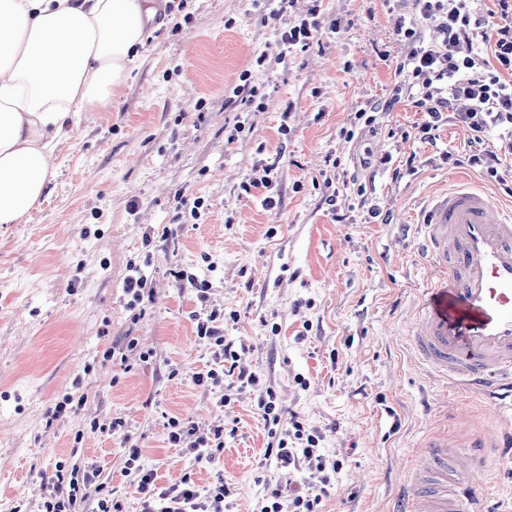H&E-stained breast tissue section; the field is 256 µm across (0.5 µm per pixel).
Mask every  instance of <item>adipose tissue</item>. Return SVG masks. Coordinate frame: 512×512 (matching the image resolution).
<instances>
[{"instance_id": "adipose-tissue-1", "label": "adipose tissue", "mask_w": 512, "mask_h": 512, "mask_svg": "<svg viewBox=\"0 0 512 512\" xmlns=\"http://www.w3.org/2000/svg\"><path fill=\"white\" fill-rule=\"evenodd\" d=\"M154 12L152 0H0V224L47 194L77 113L111 107Z\"/></svg>"}]
</instances>
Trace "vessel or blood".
Here are the masks:
<instances>
[{
  "label": "vessel or blood",
  "mask_w": 512,
  "mask_h": 512,
  "mask_svg": "<svg viewBox=\"0 0 512 512\" xmlns=\"http://www.w3.org/2000/svg\"><path fill=\"white\" fill-rule=\"evenodd\" d=\"M420 225L422 255L442 276L414 310L412 351L436 380L512 417V206L457 178L429 199ZM498 441L428 438L389 512H485L474 478Z\"/></svg>",
  "instance_id": "vessel-or-blood-1"
}]
</instances>
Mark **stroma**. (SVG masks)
<instances>
[{"label":"stroma","instance_id":"stroma-1","mask_svg":"<svg viewBox=\"0 0 512 512\" xmlns=\"http://www.w3.org/2000/svg\"><path fill=\"white\" fill-rule=\"evenodd\" d=\"M154 3L140 62L111 108L79 114L85 136L56 152L58 177L39 208L0 226V512H38L56 464L90 459L123 512H139L122 472L129 436L161 484L188 471L201 486L223 476L234 488L230 512H257L268 484L313 490L306 472L264 462L269 437L251 396L220 407L193 384L214 363L192 315L214 309L239 311L224 334L241 366L340 461L321 512H387L409 460L443 430L460 442L501 433L474 488L512 502V425L482 398L434 382L408 341L414 285L429 274L420 206L451 176H473L443 157L464 154L465 133L450 124L435 142L421 140L424 114L407 102L369 126L357 118L390 97L405 52L395 24L411 17L409 0H323L321 20L337 21L339 33L283 60L275 31L309 0L276 20L270 0ZM246 70L265 108L237 134L244 106L234 90ZM261 159L275 167L274 210L240 193ZM352 179L379 217L342 191ZM197 197L200 218H184L182 200ZM149 226L167 239L145 243ZM146 259L153 294L137 317L122 288L130 264ZM180 270L209 281L206 298ZM128 336L149 361L107 358ZM67 394L84 405L50 420ZM171 416L231 429L223 454L194 464L166 441ZM115 418L124 427L91 432L92 420Z\"/></svg>","mask_w":512,"mask_h":512}]
</instances>
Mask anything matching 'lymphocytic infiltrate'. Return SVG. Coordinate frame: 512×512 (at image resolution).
<instances>
[{"mask_svg":"<svg viewBox=\"0 0 512 512\" xmlns=\"http://www.w3.org/2000/svg\"><path fill=\"white\" fill-rule=\"evenodd\" d=\"M494 9L481 11L477 0H412L414 18L400 23L396 35L408 46L397 63L398 76L385 108L411 102L425 112L419 126L421 139L433 140L442 124L452 123L467 134L465 157L481 180L505 183L512 173V0H494ZM321 0H311L306 14L290 19L276 31L283 52L308 49L321 33L335 35L336 25L321 28ZM435 20L432 33L421 21ZM237 311H210L196 320V333L209 349L215 368L196 374L194 383L213 395L217 405L227 406L233 394L256 393L255 407L269 436L264 458L277 468L307 471L321 485L331 476L321 452L320 435L298 419L283 420L277 396L260 390L256 373L241 369V356L226 342L221 320L237 322ZM234 377L235 393H226L225 377ZM169 444L198 463H209L224 451V428L203 431L185 419L169 417ZM126 473L135 476L142 499V512H224L232 490L223 478L198 486L191 475L178 482L159 484L154 469L142 462L139 444H131L125 459ZM96 462L65 469L57 466L47 484L44 512H81L89 499H96L97 512H112V492L100 483Z\"/></svg>","mask_w":512,"mask_h":512,"instance_id":"lymphocytic-infiltrate-1","label":"lymphocytic infiltrate"}]
</instances>
